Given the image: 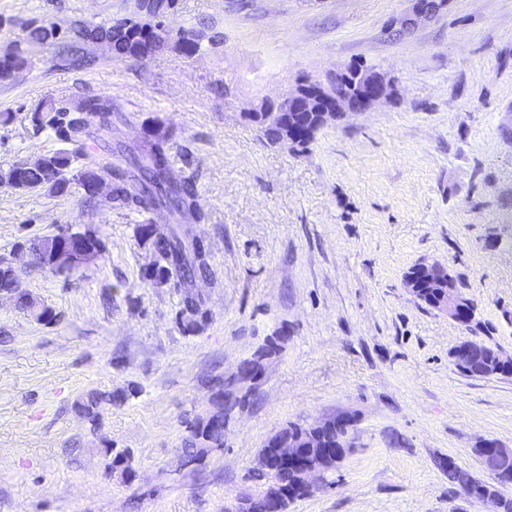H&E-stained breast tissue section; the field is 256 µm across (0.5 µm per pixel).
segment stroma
I'll list each match as a JSON object with an SVG mask.
<instances>
[{"label": "stroma", "mask_w": 512, "mask_h": 512, "mask_svg": "<svg viewBox=\"0 0 512 512\" xmlns=\"http://www.w3.org/2000/svg\"><path fill=\"white\" fill-rule=\"evenodd\" d=\"M411 0H178L168 27L212 24L223 39L192 56L143 61L95 49L90 66L52 52L0 79V169L63 149L28 115L111 96L113 135L133 145L172 131L177 176L206 212L193 231L210 274L191 288L207 315L180 322L181 290L145 272L159 257L141 225L166 211L118 206L80 186L65 195L0 183V258L18 242L94 228L102 258L54 275L23 264L22 286L60 313L45 325L0 300V512H230L252 492L265 441L288 423L355 419L358 446L286 512H476L449 484L454 460L490 474L475 444L512 447V377L471 378L450 354L473 338L512 357V0H449L407 35L389 33ZM133 0H0V49L23 23L67 28L132 16ZM374 66L392 95L321 129L297 151L247 118L304 80ZM448 266L476 307L467 328L417 302L407 271ZM242 383L224 445L185 467V419L210 380ZM112 404L98 424L88 393ZM135 474L107 472L106 450ZM111 404V394L91 392L78 403L77 407L89 422L97 424L107 406H111Z\"/></svg>", "instance_id": "35a3bbf8"}]
</instances>
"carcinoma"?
Masks as SVG:
<instances>
[{"instance_id": "carcinoma-1", "label": "carcinoma", "mask_w": 512, "mask_h": 512, "mask_svg": "<svg viewBox=\"0 0 512 512\" xmlns=\"http://www.w3.org/2000/svg\"><path fill=\"white\" fill-rule=\"evenodd\" d=\"M111 41L113 55L120 60H145L170 48V32L151 21H134L127 18L110 20L104 24H92L76 19L65 32L57 33L52 24L35 25L29 23L24 28L22 38L13 45L24 47L17 53V62L27 66L37 51L53 50L57 60L66 65L86 66L91 60L81 51V43L89 32V27ZM198 40L184 51L186 55L197 53L203 41L215 43L221 35L207 24L196 29ZM100 118L97 133L88 131L89 119ZM30 123L38 128H51L62 141L70 145L43 156V163L21 167L14 163L0 171V181L23 191L47 189L54 194L69 192L73 181H78L85 194L92 198L94 193L87 187L88 177L94 175L89 170L73 171L74 162L87 154V140L96 138L107 142L112 138V97L93 95L86 97L72 112L56 105L50 99L42 103L35 112L28 115ZM118 148L129 154L128 163L114 164L105 170L112 183V202L123 206H137L143 209H166L175 224L171 225L168 237L150 239L151 225L140 228L142 238L152 240V246L163 263L146 273V278L155 284L174 285L183 289L181 302V321L183 327L192 329L197 324L195 312L204 305L203 299L188 284L197 277L206 276L209 271L208 254L203 243L193 234L189 225L184 223L191 218L199 223L205 219V211L200 203L197 190L190 182L174 176L170 155V133L159 130L147 132L139 145ZM70 236L79 239L87 251L86 261L93 262L102 257L104 245L93 231H72L64 229L50 236L29 239L23 242L31 254V264L42 269H50V261L62 238ZM15 305L38 322L51 324L57 320V314L49 307L35 301L25 290L15 296ZM497 348L479 343V348L461 358V372L472 378H484L491 375L512 377V363L506 359L488 361ZM241 373L233 383L249 381L262 372L260 360L244 362ZM112 405V395L91 392L78 403V410L93 424L100 421L104 411ZM216 415L209 419L196 416L184 421L187 436L184 438L182 453L186 464L201 466L208 453L224 447V406L214 408ZM448 482L457 486L471 498L491 504V512H512V497L504 494L503 487L494 480L486 481L473 476L468 470L450 463L447 468ZM252 481L264 493L280 496L283 507L307 496L309 491L297 484L294 473L280 467L274 471H254Z\"/></svg>"}]
</instances>
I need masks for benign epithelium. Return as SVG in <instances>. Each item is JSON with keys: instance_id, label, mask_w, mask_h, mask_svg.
<instances>
[{"instance_id": "1", "label": "benign epithelium", "mask_w": 512, "mask_h": 512, "mask_svg": "<svg viewBox=\"0 0 512 512\" xmlns=\"http://www.w3.org/2000/svg\"><path fill=\"white\" fill-rule=\"evenodd\" d=\"M447 7V0H413L411 10L389 26L392 32L409 33L422 20L433 19ZM391 90L390 80L381 72L368 73L359 77L356 66L351 64L337 70L327 81H303L280 101L267 105L261 111L267 125H277L286 121L291 112H312L318 117L321 127L332 121L357 112L369 110L380 99L388 96ZM84 254L78 248L60 245L53 257L55 267H74L83 264ZM405 285L409 293L417 300L444 312L449 318L460 322L473 319L472 302L462 297L454 283L447 265L437 261L421 260L412 266L405 275ZM330 424L336 429V442L316 456L305 457L307 444L303 439L283 438L272 435L266 447L275 449L269 457H259L258 466L272 462L282 465H296L295 472L300 475L303 486L313 489L317 476L328 471L333 464L340 463L353 448L357 447L354 434L355 420L348 414H340L324 423L312 425L321 428ZM487 451L483 464L502 485H512V473H502L496 468V460L512 449L496 439L487 440Z\"/></svg>"}]
</instances>
